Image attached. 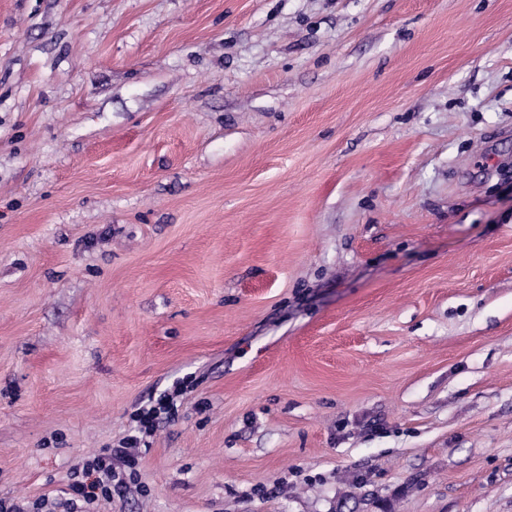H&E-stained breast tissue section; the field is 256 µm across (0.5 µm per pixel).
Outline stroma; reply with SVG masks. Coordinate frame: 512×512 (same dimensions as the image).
Here are the masks:
<instances>
[{"label": "stroma", "instance_id": "1", "mask_svg": "<svg viewBox=\"0 0 512 512\" xmlns=\"http://www.w3.org/2000/svg\"><path fill=\"white\" fill-rule=\"evenodd\" d=\"M163 394L97 512H512V0H0V500Z\"/></svg>", "mask_w": 512, "mask_h": 512}]
</instances>
